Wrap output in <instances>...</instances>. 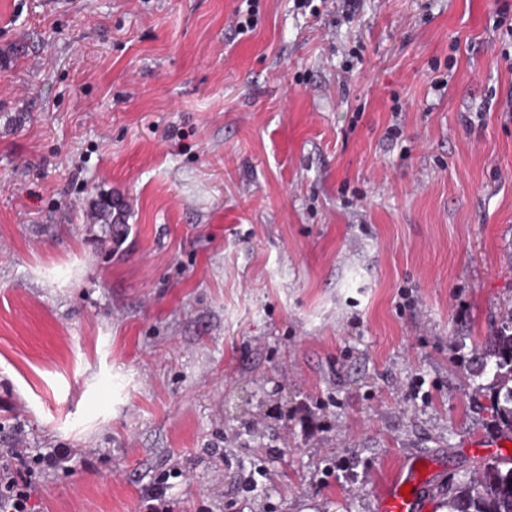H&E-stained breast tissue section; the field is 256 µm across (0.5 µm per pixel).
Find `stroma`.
<instances>
[{
  "label": "stroma",
  "instance_id": "35a3bbf8",
  "mask_svg": "<svg viewBox=\"0 0 512 512\" xmlns=\"http://www.w3.org/2000/svg\"><path fill=\"white\" fill-rule=\"evenodd\" d=\"M256 2L242 34V0H0V443L71 457L34 512L161 478L173 512H379L416 459L446 512L512 455L473 363L512 311V0Z\"/></svg>",
  "mask_w": 512,
  "mask_h": 512
}]
</instances>
